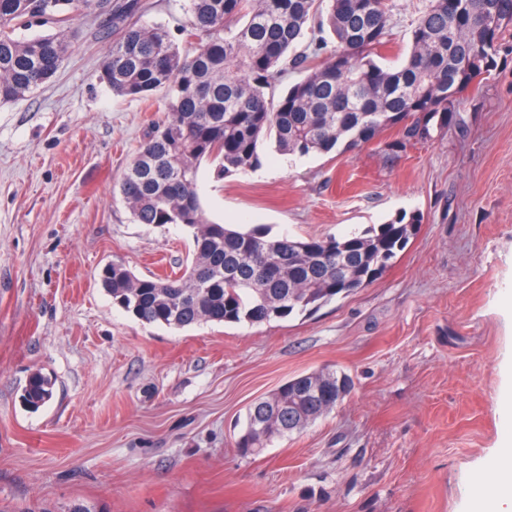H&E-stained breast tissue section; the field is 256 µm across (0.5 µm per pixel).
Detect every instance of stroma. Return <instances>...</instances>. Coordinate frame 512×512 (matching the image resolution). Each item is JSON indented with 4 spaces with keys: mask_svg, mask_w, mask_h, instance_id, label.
Masks as SVG:
<instances>
[{
    "mask_svg": "<svg viewBox=\"0 0 512 512\" xmlns=\"http://www.w3.org/2000/svg\"><path fill=\"white\" fill-rule=\"evenodd\" d=\"M382 64L399 65L428 0H389ZM178 35L188 0H142ZM56 76L0 104V512H468L470 477L512 426V30L455 119L393 156L390 129L355 151L288 154L220 179L198 169L206 217L299 238L401 213L416 235L381 277L317 312L267 323L145 324L100 287L182 272L192 236L135 223L113 188L164 95L100 83L110 47L85 14ZM341 369L351 393L258 456L235 441L247 407L286 380ZM55 382L38 410L32 372ZM55 382L41 372L30 375L20 396L24 407L37 410L50 402L54 396Z\"/></svg>",
    "mask_w": 512,
    "mask_h": 512,
    "instance_id": "obj_1",
    "label": "stroma"
}]
</instances>
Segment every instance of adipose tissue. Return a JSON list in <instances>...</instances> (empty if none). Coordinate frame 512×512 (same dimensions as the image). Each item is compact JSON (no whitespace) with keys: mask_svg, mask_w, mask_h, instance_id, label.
Segmentation results:
<instances>
[{"mask_svg":"<svg viewBox=\"0 0 512 512\" xmlns=\"http://www.w3.org/2000/svg\"><path fill=\"white\" fill-rule=\"evenodd\" d=\"M493 475L492 485H485L484 475ZM470 512H512V433L503 437L497 450L483 463L481 474L472 479Z\"/></svg>","mask_w":512,"mask_h":512,"instance_id":"obj_1","label":"adipose tissue"}]
</instances>
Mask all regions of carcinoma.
Listing matches in <instances>:
<instances>
[{
  "instance_id": "carcinoma-1",
  "label": "carcinoma",
  "mask_w": 512,
  "mask_h": 512,
  "mask_svg": "<svg viewBox=\"0 0 512 512\" xmlns=\"http://www.w3.org/2000/svg\"><path fill=\"white\" fill-rule=\"evenodd\" d=\"M180 31L190 54L161 26L139 23L141 0H0V104L48 83L70 49L69 29L87 9L107 11L119 31L98 79L131 97L166 95V112L146 133L118 185L137 224H181L191 232L190 269L164 278L138 277L121 260L101 286L112 302L146 324L182 329L201 323L252 325L316 310L378 279L416 234L419 214L347 237L295 239L269 228L232 230L210 221L197 194L201 162L228 176L261 165L260 145L327 154L354 148L394 126L384 143L395 154L448 127L469 88L497 69L512 0H428L410 32V52L397 67L377 57L391 24L388 0H188ZM319 19L335 44L320 41L295 53L308 24ZM52 32L19 38L15 31ZM304 72L280 96L283 70ZM343 371L316 370L255 401L235 442L258 455L276 440L302 433L336 409L352 388ZM55 382L30 375L21 394L37 410Z\"/></svg>"
}]
</instances>
